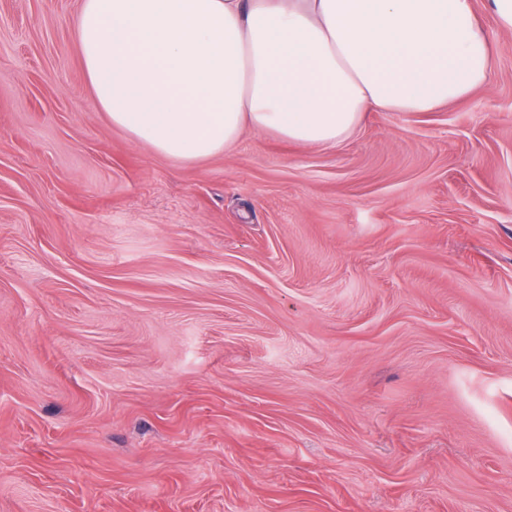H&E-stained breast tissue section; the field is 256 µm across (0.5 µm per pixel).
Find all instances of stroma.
Masks as SVG:
<instances>
[{
    "label": "stroma",
    "mask_w": 512,
    "mask_h": 512,
    "mask_svg": "<svg viewBox=\"0 0 512 512\" xmlns=\"http://www.w3.org/2000/svg\"><path fill=\"white\" fill-rule=\"evenodd\" d=\"M82 0H0V512H512V31L432 112L177 161Z\"/></svg>",
    "instance_id": "35a3bbf8"
}]
</instances>
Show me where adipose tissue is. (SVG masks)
<instances>
[{"label": "adipose tissue", "mask_w": 512, "mask_h": 512, "mask_svg": "<svg viewBox=\"0 0 512 512\" xmlns=\"http://www.w3.org/2000/svg\"><path fill=\"white\" fill-rule=\"evenodd\" d=\"M97 108L175 160L244 128L333 147L369 112H431L490 78L472 0H83Z\"/></svg>", "instance_id": "ef3b65f1"}]
</instances>
